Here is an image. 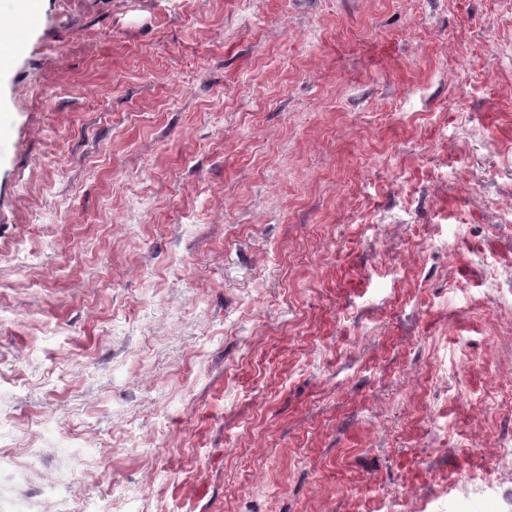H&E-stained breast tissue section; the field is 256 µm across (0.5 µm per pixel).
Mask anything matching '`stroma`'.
<instances>
[{
    "mask_svg": "<svg viewBox=\"0 0 512 512\" xmlns=\"http://www.w3.org/2000/svg\"><path fill=\"white\" fill-rule=\"evenodd\" d=\"M0 27L26 512L82 448L74 512H512V0H0Z\"/></svg>",
    "mask_w": 512,
    "mask_h": 512,
    "instance_id": "35a3bbf8",
    "label": "stroma"
}]
</instances>
